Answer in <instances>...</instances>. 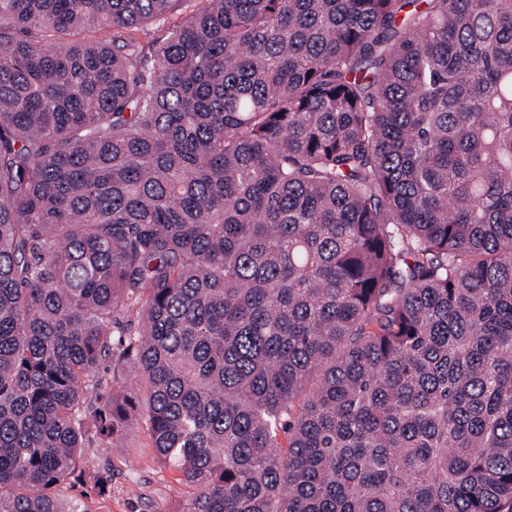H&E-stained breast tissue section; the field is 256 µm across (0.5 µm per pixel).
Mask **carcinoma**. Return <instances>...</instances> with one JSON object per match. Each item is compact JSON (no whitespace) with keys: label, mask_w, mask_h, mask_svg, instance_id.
Masks as SVG:
<instances>
[{"label":"carcinoma","mask_w":512,"mask_h":512,"mask_svg":"<svg viewBox=\"0 0 512 512\" xmlns=\"http://www.w3.org/2000/svg\"><path fill=\"white\" fill-rule=\"evenodd\" d=\"M133 425L182 512H512V0H0V512Z\"/></svg>","instance_id":"1"}]
</instances>
